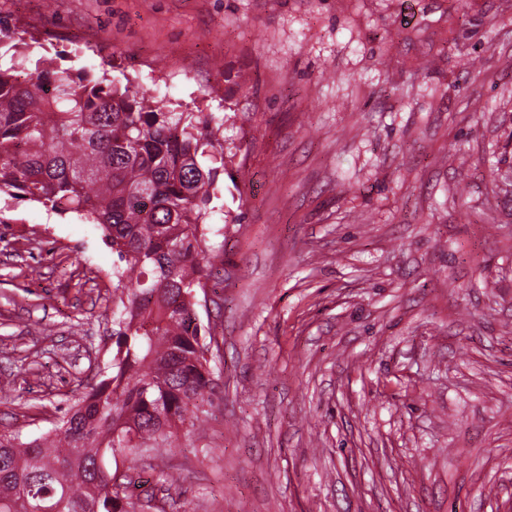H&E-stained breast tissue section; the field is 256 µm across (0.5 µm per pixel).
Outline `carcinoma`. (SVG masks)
Wrapping results in <instances>:
<instances>
[{"instance_id":"obj_1","label":"carcinoma","mask_w":512,"mask_h":512,"mask_svg":"<svg viewBox=\"0 0 512 512\" xmlns=\"http://www.w3.org/2000/svg\"><path fill=\"white\" fill-rule=\"evenodd\" d=\"M224 118L164 112L102 75L52 69L16 51L0 65V195L101 226L116 260L112 359L30 441L0 432V512H137L106 461L171 446L173 428L214 392L218 341L198 316L224 242L211 216L225 167Z\"/></svg>"}]
</instances>
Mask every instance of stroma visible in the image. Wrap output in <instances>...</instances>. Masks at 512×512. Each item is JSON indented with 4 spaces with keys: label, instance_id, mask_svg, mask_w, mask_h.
I'll use <instances>...</instances> for the list:
<instances>
[{
    "label": "stroma",
    "instance_id": "obj_1",
    "mask_svg": "<svg viewBox=\"0 0 512 512\" xmlns=\"http://www.w3.org/2000/svg\"><path fill=\"white\" fill-rule=\"evenodd\" d=\"M0 47L231 112L190 512H512V0H0ZM98 225L0 199V430L112 358Z\"/></svg>",
    "mask_w": 512,
    "mask_h": 512
}]
</instances>
